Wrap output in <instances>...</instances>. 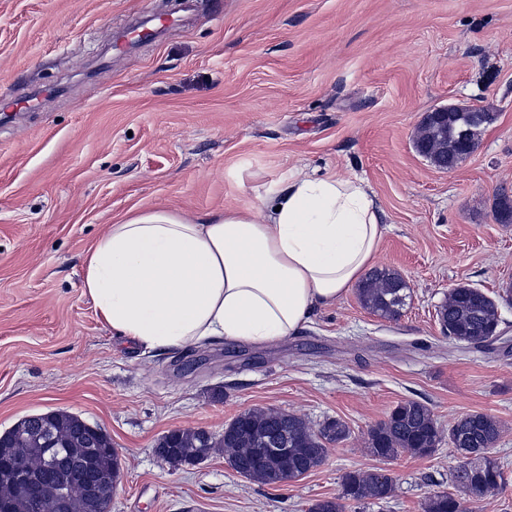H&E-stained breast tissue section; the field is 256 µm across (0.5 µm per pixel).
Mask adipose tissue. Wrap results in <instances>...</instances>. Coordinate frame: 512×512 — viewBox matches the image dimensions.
I'll return each mask as SVG.
<instances>
[{
  "instance_id": "ef3b65f1",
  "label": "adipose tissue",
  "mask_w": 512,
  "mask_h": 512,
  "mask_svg": "<svg viewBox=\"0 0 512 512\" xmlns=\"http://www.w3.org/2000/svg\"><path fill=\"white\" fill-rule=\"evenodd\" d=\"M384 231L362 180L303 174L221 213L127 214L89 251L83 287L112 330L150 350L270 344L362 280Z\"/></svg>"
}]
</instances>
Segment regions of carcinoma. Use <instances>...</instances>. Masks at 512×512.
I'll return each mask as SVG.
<instances>
[{
	"instance_id": "obj_1",
	"label": "carcinoma",
	"mask_w": 512,
	"mask_h": 512,
	"mask_svg": "<svg viewBox=\"0 0 512 512\" xmlns=\"http://www.w3.org/2000/svg\"><path fill=\"white\" fill-rule=\"evenodd\" d=\"M494 121L491 113L470 109L443 118L428 116L417 144L432 164L451 170L464 158L462 145L473 150ZM357 295L373 315L395 320L408 305L410 288L399 273L375 269L358 285ZM437 317L449 340L476 348L495 337L499 324L495 302L468 286L449 292ZM500 434L499 421L486 413L461 415L448 423V444L459 459L453 475L458 489L483 496L502 485L503 468L492 455ZM348 435V426L339 419L315 431L296 414L256 408L238 415L220 436L202 428L177 429L162 436L157 448L158 457L174 467L206 460L214 449L223 448L237 473L277 487L321 465L326 444L343 441ZM440 441L432 410L424 402L408 399L370 429L367 450L381 459H392L401 451L427 457ZM277 446L288 452L273 451ZM15 462L35 475L43 504L50 505L63 494L68 512H96L90 505V486L100 479L118 481L121 477V460L109 435L89 429L80 416L65 410L28 416L0 436V512H33L28 486L11 472ZM392 491L391 477L353 471L345 476L342 498L383 500ZM425 512H464V506L453 494L435 492L428 496Z\"/></svg>"
}]
</instances>
